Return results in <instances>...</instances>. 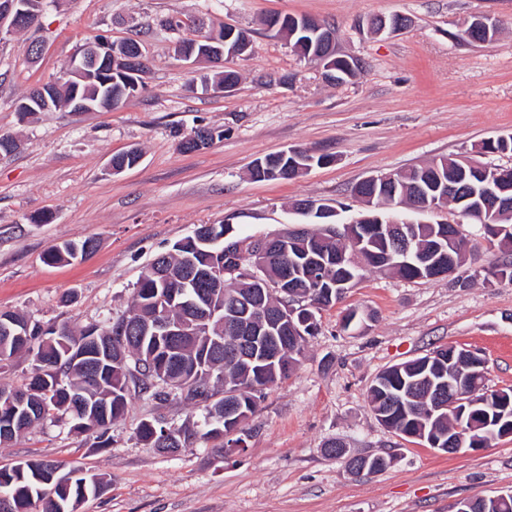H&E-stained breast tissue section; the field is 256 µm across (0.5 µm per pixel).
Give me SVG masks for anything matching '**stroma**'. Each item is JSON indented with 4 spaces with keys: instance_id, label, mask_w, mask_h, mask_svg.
<instances>
[{
    "instance_id": "obj_1",
    "label": "stroma",
    "mask_w": 512,
    "mask_h": 512,
    "mask_svg": "<svg viewBox=\"0 0 512 512\" xmlns=\"http://www.w3.org/2000/svg\"><path fill=\"white\" fill-rule=\"evenodd\" d=\"M274 13L333 26L338 52L360 62L357 77L327 82L266 29ZM392 14L408 26L375 34L371 20ZM171 17L249 30L250 50L227 63L239 74L232 91L207 89L212 70L176 58L182 34L163 25ZM482 17L497 20L496 39L458 42L459 24ZM101 35L142 43V90L110 112H16L19 98L58 78ZM203 127L222 138L182 152L181 140ZM3 133L20 147L0 154V311L44 326L103 327L128 314L146 265L200 225L282 234L304 227L293 208L304 198L355 213L353 189L366 177L512 134V0H47L39 28L0 37ZM291 147L332 161L290 181L250 179L254 159ZM131 148L140 163L111 173L113 155ZM464 230L479 250L458 277L407 281L367 270L320 310L297 367L250 419L244 450L228 456L204 439L174 455L145 447L140 420L179 427L201 411L135 395L109 430L110 447L46 421L0 445V465L37 458L105 476V490L77 512H456L466 498L512 489V436L448 454L388 432L367 401L379 373L448 345L480 353L488 385L512 389V283L485 281L501 251L479 225ZM86 238L97 248L85 260L44 262L52 245ZM350 309L361 319L346 329ZM331 441L346 455H329ZM350 453L394 462L360 476Z\"/></svg>"
}]
</instances>
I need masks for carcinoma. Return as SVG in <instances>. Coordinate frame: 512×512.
Here are the masks:
<instances>
[{"instance_id":"carcinoma-1","label":"carcinoma","mask_w":512,"mask_h":512,"mask_svg":"<svg viewBox=\"0 0 512 512\" xmlns=\"http://www.w3.org/2000/svg\"><path fill=\"white\" fill-rule=\"evenodd\" d=\"M276 33L292 43L303 57L319 49L315 36L302 33L295 28V20L283 23ZM498 33L492 25L477 33L460 26L456 38L466 43L490 42ZM128 74L112 73V83L104 86L96 80L85 83L80 92L89 99L102 100L112 96V109H117L137 88L127 89ZM479 153H512V134L488 139L478 145ZM460 160L448 157L430 163L433 174L453 183L457 187L454 201H461L457 208L470 207L481 200L484 187L493 174L481 178L475 175L462 176ZM395 184L386 188L356 185L355 194L372 193L396 195L398 199H411L416 185L424 183L422 167H413L394 174ZM380 211L367 208L362 211L365 224L343 230L334 237L328 231H310L294 234L295 242L285 252L271 253L265 258L264 281L276 282L285 270L304 262L312 253L344 252L347 256L360 257L361 264L346 270L351 281L336 285L340 270H335L328 279L316 285L304 277L295 278V287L306 293L316 289L320 292L346 290L355 285L366 268L391 270L408 280H428L430 276L417 272L409 261L394 263L388 258L397 249L399 235H383L370 232ZM487 241L507 250L512 248V213L502 212L496 226L481 225ZM415 242L413 247L428 249L438 242L444 232L441 224L412 225ZM212 235L210 228L202 224L193 234L176 242L172 252L161 254L157 259L168 262L177 271L193 263L197 269H205L213 254L224 253V241H213L206 245L203 240ZM88 240L66 241L54 245L45 254V260L54 263L64 259L75 260L84 254ZM154 265H149L133 288L131 314L115 319L117 324H127L124 348L127 361L108 359L100 352L112 346V326L96 329L90 336L88 326L80 330L63 323L43 330L37 324L30 326L27 336H14L3 330V326L20 322L24 317L10 311H0V362L20 351L34 352L35 364L27 382L21 387L0 384V393L8 391L25 399V405L16 409L0 400V444L12 441L22 432L49 419H65L71 429L92 432L99 439V446L107 447L108 430L112 422L122 417L129 405L130 391L162 404L174 395L186 403L202 409V420L191 426L169 428L161 419L142 420L136 427L141 441L157 451L174 453L192 439L224 440L229 431L227 406L233 405L243 412L255 413L265 391L288 374L282 366L294 369L304 346L298 342L289 344L284 354L270 363H245L230 357L237 349L236 335L231 329L215 320L207 329H189V334L177 341L166 336L147 335L141 323L156 310L169 308L172 317L184 318L192 323L199 311L211 308L231 309L224 296L248 292L262 285L248 281H224L215 288L211 283L194 278L185 284L178 280L166 282L155 276ZM486 277L512 282V257L504 258L486 270ZM179 349L188 361L185 370L173 371L165 359L173 349ZM469 359L459 355L448 362V351L438 348L431 354L392 366L381 372L368 389L369 404L380 423L390 433H401L421 442L433 437L447 445L455 440L457 448H487L490 446L487 432L494 429L500 433L512 430V392L490 390L486 377L472 379L464 386L462 399L473 403L464 416L454 411L441 409L434 415L429 410L448 402V381L454 379ZM236 388L233 400L224 398V385ZM62 468L59 463L27 459L0 467V506L4 501L12 505L11 512H32V506L42 504L41 512H76V507L90 497L100 495L106 485L105 478L97 473L72 468L78 476L72 482L47 485L44 476Z\"/></svg>"}]
</instances>
